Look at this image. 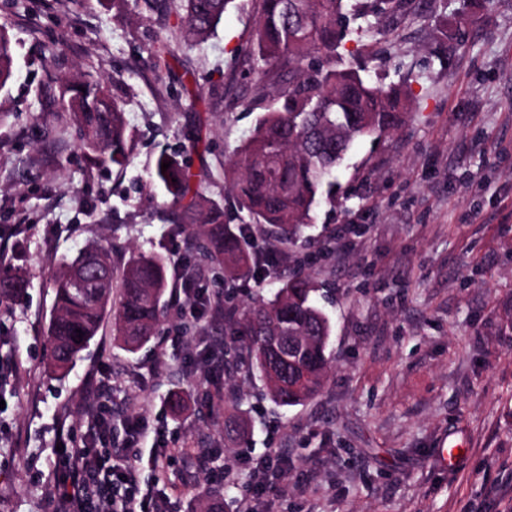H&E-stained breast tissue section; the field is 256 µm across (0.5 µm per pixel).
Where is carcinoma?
I'll return each instance as SVG.
<instances>
[{"instance_id": "carcinoma-1", "label": "carcinoma", "mask_w": 512, "mask_h": 512, "mask_svg": "<svg viewBox=\"0 0 512 512\" xmlns=\"http://www.w3.org/2000/svg\"><path fill=\"white\" fill-rule=\"evenodd\" d=\"M231 0H184L185 37H207L224 17ZM414 12L413 0H259L246 73L259 88L247 107L261 110L249 138L225 170L236 208L250 223L232 231L225 207L203 194L189 166L162 153L152 181L170 197L168 221L179 234L195 239L204 267L224 271V280H258L263 264L252 254L253 236H273L291 247L311 223L323 198H335L334 172L353 142L397 131L406 116V98L392 85L371 81L372 59L355 66L340 53L352 37L379 34L374 22ZM13 49L7 26H0V89L13 79ZM64 115L76 127L93 168L125 167L133 137L120 103L94 81L66 82ZM171 162L166 171L161 163ZM167 260L157 253L137 254L116 270L111 252L89 246L64 258L55 280V311L48 326L49 366L67 372L96 336L110 304L114 283L122 301L117 333L134 352L154 336L164 309ZM27 287L19 270L0 264V294ZM310 280L294 274L268 300L242 312L224 309V329L245 336L243 348L226 352L227 363L270 379V361L282 370L268 387L280 406H296L316 396L327 379L331 318L313 299ZM83 336H78V333Z\"/></svg>"}]
</instances>
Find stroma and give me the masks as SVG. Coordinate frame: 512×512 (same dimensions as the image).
<instances>
[{
  "mask_svg": "<svg viewBox=\"0 0 512 512\" xmlns=\"http://www.w3.org/2000/svg\"><path fill=\"white\" fill-rule=\"evenodd\" d=\"M257 0H233L217 31L186 43L178 0H0L15 77L0 91V253L29 281L0 298V512H54L55 448L81 447L102 406L128 460L171 455L183 512H504L512 478V0H418L346 41L383 83L409 91L396 132L357 141L295 252L257 240L262 281L210 284L225 304L271 297L299 272L333 323L323 391L276 406L246 369L224 370L223 319L180 307L191 239L174 234L151 183L162 150L187 149L195 181L225 207L224 168L256 125L243 59ZM64 41L57 56L47 45ZM94 79L121 102L134 138L124 168H92L61 120L66 81ZM88 245L116 267L159 253L171 275L158 332L136 352L105 314L68 373L48 368L62 258ZM183 406L172 410L171 394ZM236 404L248 431L230 440ZM140 417L148 440L128 441ZM459 460L443 464L440 448ZM282 449L288 479L255 494L253 468Z\"/></svg>",
  "mask_w": 512,
  "mask_h": 512,
  "instance_id": "obj_1",
  "label": "stroma"
}]
</instances>
